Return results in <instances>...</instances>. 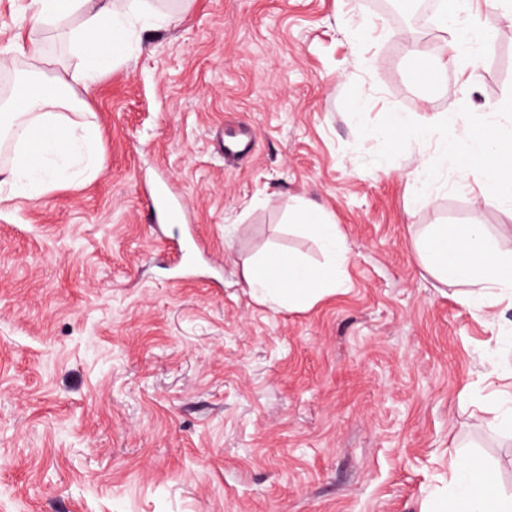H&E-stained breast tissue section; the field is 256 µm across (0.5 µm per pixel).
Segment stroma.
<instances>
[{"label":"stroma","mask_w":512,"mask_h":512,"mask_svg":"<svg viewBox=\"0 0 512 512\" xmlns=\"http://www.w3.org/2000/svg\"><path fill=\"white\" fill-rule=\"evenodd\" d=\"M147 4L174 22L87 89L31 0H0L14 73L17 45L48 47L102 159L34 198L0 188V512H420L461 456L512 495V438L488 424L512 381L487 360L512 354V298L468 306L415 252L434 224L512 248V203L387 124L463 112L464 137L507 111L512 23L483 4L460 15L487 38L431 86L408 49L444 33L382 0ZM238 121L255 151L228 166L213 131ZM158 183L187 223L156 222ZM302 199L340 225L350 260L340 291L288 312L251 295L243 266L270 249L328 262L293 222ZM183 240L187 266L167 255Z\"/></svg>","instance_id":"stroma-1"}]
</instances>
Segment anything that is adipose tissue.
I'll list each match as a JSON object with an SVG mask.
<instances>
[{
	"label": "adipose tissue",
	"instance_id": "obj_1",
	"mask_svg": "<svg viewBox=\"0 0 512 512\" xmlns=\"http://www.w3.org/2000/svg\"><path fill=\"white\" fill-rule=\"evenodd\" d=\"M36 18L52 25L61 18L77 14L80 26L70 30L73 50L85 59L81 79L90 86L99 76L130 55L138 47L136 30L149 31L171 23L169 15L117 0H33ZM27 69L39 75V82L0 103L12 116L8 131L14 143L10 169L0 175V183L10 186L21 197H34L54 184L51 170L59 161L75 166V178L95 174L101 158L97 152L98 131L93 123H74L64 110L77 107L66 79L45 78V57L37 44L25 53ZM464 114L434 116L428 123H415L411 117L395 113L394 127L419 138L436 139L442 155L452 156L459 167L484 163L497 196L512 202V114L491 113L488 119L492 136L473 134L461 139L453 136L454 126L465 123ZM296 223L316 237L332 256L331 264L310 266L298 258L267 253L250 260L244 277L254 294L264 302L288 311L310 309L324 296L333 294L342 282L349 260L346 238L331 217L310 203L294 211ZM419 260L443 281H467V302L484 306L487 296L512 293V249H501L481 227L464 230L437 224L416 243ZM456 474L453 494L426 497L421 512H512V496L499 490L496 471L483 460L465 457L451 463Z\"/></svg>",
	"mask_w": 512,
	"mask_h": 512
}]
</instances>
